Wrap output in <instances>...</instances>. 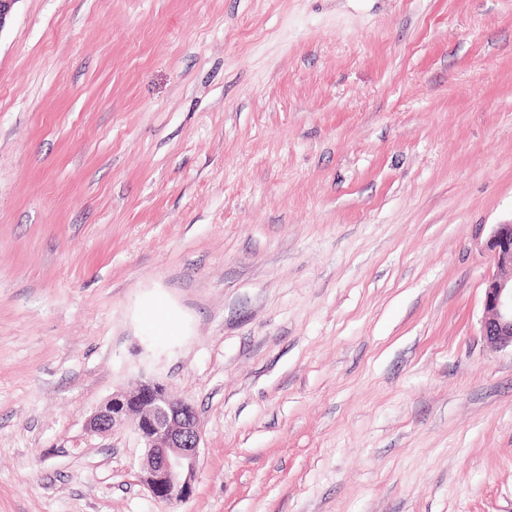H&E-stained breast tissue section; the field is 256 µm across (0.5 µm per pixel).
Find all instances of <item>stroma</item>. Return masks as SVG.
I'll return each mask as SVG.
<instances>
[{
    "mask_svg": "<svg viewBox=\"0 0 512 512\" xmlns=\"http://www.w3.org/2000/svg\"><path fill=\"white\" fill-rule=\"evenodd\" d=\"M511 221L512 0H17L0 512H512ZM142 378L199 413L185 502L85 431ZM485 248L495 271L486 281L481 336L491 349L512 351V222L494 225Z\"/></svg>",
    "mask_w": 512,
    "mask_h": 512,
    "instance_id": "obj_1",
    "label": "stroma"
}]
</instances>
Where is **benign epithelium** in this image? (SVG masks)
<instances>
[{"instance_id":"1","label":"benign epithelium","mask_w":512,"mask_h":512,"mask_svg":"<svg viewBox=\"0 0 512 512\" xmlns=\"http://www.w3.org/2000/svg\"><path fill=\"white\" fill-rule=\"evenodd\" d=\"M485 248L495 271L486 281L481 336L492 349L512 348V222L494 225ZM130 416L135 417L144 448L142 479L152 497L165 504L187 500L197 477L202 439L195 407L169 394L159 382L141 379L133 389L114 392L101 402L86 430L103 434Z\"/></svg>"}]
</instances>
